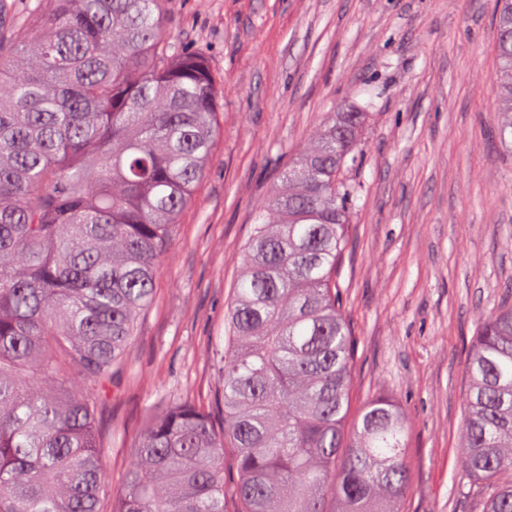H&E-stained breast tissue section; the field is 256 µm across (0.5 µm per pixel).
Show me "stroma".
<instances>
[{"instance_id":"stroma-1","label":"stroma","mask_w":512,"mask_h":512,"mask_svg":"<svg viewBox=\"0 0 512 512\" xmlns=\"http://www.w3.org/2000/svg\"><path fill=\"white\" fill-rule=\"evenodd\" d=\"M163 12L170 43L205 55L223 132L99 413L101 512L151 414L186 399L213 410L207 350L226 340L257 211L327 114L354 111L367 119L337 274L352 334L347 422L391 396L409 421L401 512H480L455 448L477 327L512 286L496 0H164Z\"/></svg>"}]
</instances>
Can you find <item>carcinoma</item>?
<instances>
[{
    "label": "carcinoma",
    "mask_w": 512,
    "mask_h": 512,
    "mask_svg": "<svg viewBox=\"0 0 512 512\" xmlns=\"http://www.w3.org/2000/svg\"><path fill=\"white\" fill-rule=\"evenodd\" d=\"M163 0H0V512H99L98 414L221 134L205 59ZM497 137L512 149V0H499ZM363 112H332L262 204L224 347V424L154 414L112 512H400L408 421L387 395L347 429L351 331L336 278ZM457 456L512 512V304L479 324Z\"/></svg>",
    "instance_id": "carcinoma-1"
}]
</instances>
